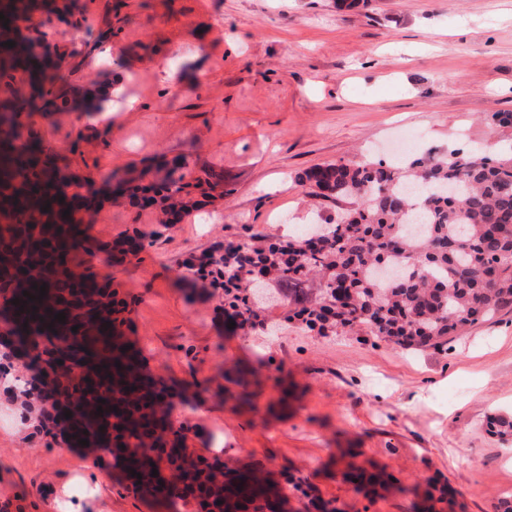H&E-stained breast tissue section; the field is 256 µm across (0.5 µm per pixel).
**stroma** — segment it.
Returning <instances> with one entry per match:
<instances>
[{"instance_id": "obj_1", "label": "stroma", "mask_w": 512, "mask_h": 512, "mask_svg": "<svg viewBox=\"0 0 512 512\" xmlns=\"http://www.w3.org/2000/svg\"><path fill=\"white\" fill-rule=\"evenodd\" d=\"M22 38L65 56L66 105L31 115L33 136L78 183L152 157L186 155L191 172L224 173V194L162 228L159 207L97 198L90 236L155 237L140 258L83 265L111 280L131 310L129 338L176 395L171 418L206 457L262 467L291 512L314 498L343 512H417L427 483L448 482L453 512H494L512 499V437L486 426L512 416V313L474 326L439 353L411 354L363 335L227 329L206 283L179 263L248 225L279 234L335 215L298 173L342 161L512 149V0H78L72 13L33 10ZM111 41L97 63L84 44ZM174 67L170 95L160 67ZM121 87L108 126L89 125L86 88ZM139 100L128 111L125 97ZM249 369L251 403L224 368ZM0 395V512H56L70 492L84 512H165L125 490L118 469L81 448H49L6 416ZM388 477L363 493L344 482L341 452ZM305 481L303 490L286 476Z\"/></svg>"}]
</instances>
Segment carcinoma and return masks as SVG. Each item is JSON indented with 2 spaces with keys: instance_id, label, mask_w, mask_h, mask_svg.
Wrapping results in <instances>:
<instances>
[{
  "instance_id": "cac0c4a2",
  "label": "carcinoma",
  "mask_w": 512,
  "mask_h": 512,
  "mask_svg": "<svg viewBox=\"0 0 512 512\" xmlns=\"http://www.w3.org/2000/svg\"><path fill=\"white\" fill-rule=\"evenodd\" d=\"M0 13V72L9 79L24 74L30 101L42 102L50 118L59 108L56 83L65 57L22 44L16 32L24 13L12 0ZM25 104L0 101V323L6 337L18 328L27 332L26 372L9 377L17 364L0 362V384L21 417L34 422L49 447L89 441L95 460L108 458L120 468L127 490L157 503L187 505L178 486L183 478L222 471L227 512H286L281 494L257 468L199 456L188 473L178 457L152 453L187 447L186 435L169 420L171 388L145 372L140 350L119 342L131 324L127 301L109 280L79 271L77 262L82 253L118 262L136 257L146 234L137 230L114 246L89 238L80 187L33 138L21 119ZM188 166L183 155L164 158L112 173L105 189L137 205L139 193H153L169 226L189 205H202L224 188V173L204 170L188 179ZM299 181L336 205L319 240L310 228L288 236L248 228L180 264L182 280L222 291L224 313L237 328L264 331L275 318L296 320L322 335L361 331L405 351L442 352L452 337L512 310V153L451 151L400 166L329 162L304 171ZM270 294L287 301L275 318ZM58 313L64 321L54 319ZM75 343L84 356L70 368L59 365ZM63 405L74 416L66 429L60 428ZM111 416L119 428L114 448L100 433Z\"/></svg>"
}]
</instances>
